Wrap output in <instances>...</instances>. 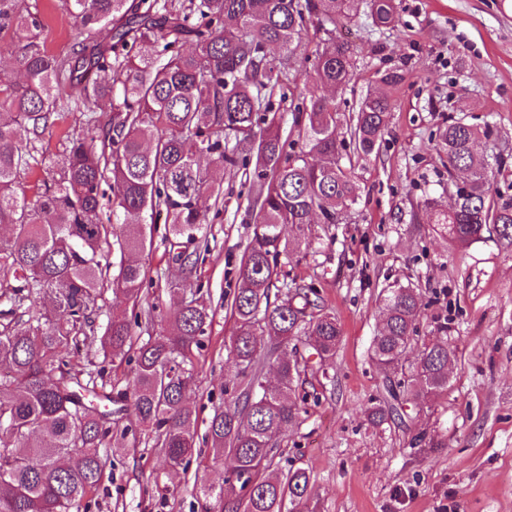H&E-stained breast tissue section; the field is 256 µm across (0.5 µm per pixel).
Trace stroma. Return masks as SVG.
<instances>
[{"label": "stroma", "instance_id": "obj_1", "mask_svg": "<svg viewBox=\"0 0 512 512\" xmlns=\"http://www.w3.org/2000/svg\"><path fill=\"white\" fill-rule=\"evenodd\" d=\"M395 21L372 26L365 14L338 27L354 52L352 77L337 97L340 163L352 158L349 120L366 94L390 100L387 132L377 152L357 161L360 199L340 224H314L319 248L299 246L287 269L317 288L340 325L332 360L310 363L298 382L307 401L279 439L275 468L305 467L312 512H512V250L495 238L458 246L437 231L435 209L456 196L436 150L440 129L462 118L490 135L477 152L499 157L491 188L512 202V0H395ZM44 27L36 43L68 55L78 39L65 0H24ZM318 39L303 35L281 94L294 101L312 89ZM388 70L399 84L380 83ZM79 112H62L37 141L55 160L66 138L84 133ZM256 188L224 177V212L200 230L192 277H185L156 224L139 255L151 284L142 302L140 336L164 327L170 307L201 291L212 314L196 364L189 404L205 436L222 389L235 375L224 346L233 319L227 307L253 233ZM412 284L422 297L417 338L447 333L454 349L447 392L424 407L402 404L394 419L372 425L364 411L383 398L390 373L371 359L382 322V290ZM427 441L414 445L418 435ZM221 467L208 455L174 469L153 445L109 452L92 512H200L196 489L217 484Z\"/></svg>", "mask_w": 512, "mask_h": 512}]
</instances>
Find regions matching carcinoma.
<instances>
[{
	"instance_id": "1",
	"label": "carcinoma",
	"mask_w": 512,
	"mask_h": 512,
	"mask_svg": "<svg viewBox=\"0 0 512 512\" xmlns=\"http://www.w3.org/2000/svg\"><path fill=\"white\" fill-rule=\"evenodd\" d=\"M78 30L74 63L35 48L39 16L21 0H0V74L21 68L20 83L0 84V512H89L101 483L108 449L136 448L152 438L168 464L186 468L199 453L196 416L186 403L198 355L211 325L198 298L174 309L168 328L147 338L123 314L109 313L95 336L105 291L138 305L145 271L133 256L149 242L147 228L170 225L171 246L185 276L207 210L224 200V171H243L258 184L250 204L253 236L242 256L239 286L231 300L234 325L227 351L236 382L209 423L212 460L226 464L224 484L202 487L221 512H295L308 505L310 475L303 467L272 470L282 431L300 416L307 396L296 382L307 368L300 348L320 362L332 359L341 337L334 315L317 290L283 270L289 258L281 228L306 235L310 218L337 224L358 201L352 169L336 161V92L353 68L350 46L336 40V26L357 15V0H190L180 10L159 0H66ZM373 23L393 22L394 0H365ZM325 38L314 51L313 91L295 105L298 139L282 140L272 94L288 80L291 54L310 21ZM110 33L103 47L99 33ZM191 44L188 51L185 44ZM159 44L155 59L137 45ZM285 52L274 60L268 50ZM88 114L91 132L68 141L56 172L34 197L21 183L39 164L35 142L64 107ZM391 107L367 95L351 127L362 157L378 149ZM483 130L458 120L439 134L448 179L465 178L449 210L435 223L461 245L490 230L512 248V204L490 197L493 172L475 153ZM112 182V209L101 220ZM130 259L108 277L109 255ZM276 293H271V290ZM384 318L373 338L372 359L400 372L387 392L396 402L424 405L448 389V337L422 344L410 372L404 357L415 340L420 294L410 285L383 290ZM103 359L129 357L136 384L106 390L104 368L72 357L90 338ZM293 357H288V352ZM275 369V380L263 368ZM118 404L113 410L101 401ZM133 409L141 429L119 427ZM397 412L384 401L367 409L374 425Z\"/></svg>"
}]
</instances>
